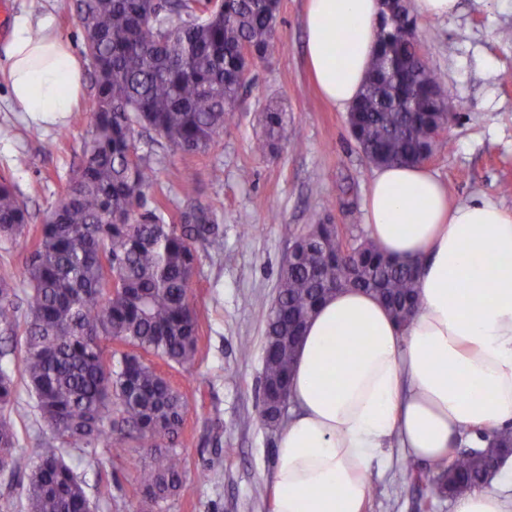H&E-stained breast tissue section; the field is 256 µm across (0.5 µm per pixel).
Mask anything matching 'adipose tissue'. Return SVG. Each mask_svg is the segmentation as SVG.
<instances>
[{"label":"adipose tissue","mask_w":512,"mask_h":512,"mask_svg":"<svg viewBox=\"0 0 512 512\" xmlns=\"http://www.w3.org/2000/svg\"><path fill=\"white\" fill-rule=\"evenodd\" d=\"M381 10V0H306L308 66L339 109L363 89ZM5 55L19 111L51 124L79 104L82 70L51 19H17ZM365 210L386 254L421 262V303L405 329L355 289L317 308L276 440L272 512H364L382 449L444 460L512 423V212L486 196L450 202L440 179L404 165L377 168Z\"/></svg>","instance_id":"1"}]
</instances>
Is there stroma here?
<instances>
[{"instance_id": "35a3bbf8", "label": "stroma", "mask_w": 512, "mask_h": 512, "mask_svg": "<svg viewBox=\"0 0 512 512\" xmlns=\"http://www.w3.org/2000/svg\"><path fill=\"white\" fill-rule=\"evenodd\" d=\"M305 0H281V49L255 62L253 81L218 144L194 157L142 136L139 151L152 155L155 190L176 195L181 175L195 171L198 199L212 205L224 229V250L198 246L191 299L196 308L200 359L192 374L165 369L186 394L187 413L179 452L185 476L166 512H272L271 475L277 431L258 418L257 389L264 329L276 296L278 272L294 239L323 220L347 236H367L365 199L375 168L351 138L347 115L319 95L306 61ZM9 17H50L74 49L82 41L75 0H9ZM418 38L428 68L449 99L458 103L445 144L426 164L449 195L464 202L490 196L512 211V0H458L445 19L419 17ZM0 75V175L11 177L27 204L30 224L40 227L61 200L69 175L81 161L90 132L84 108L64 122L34 128L25 113L9 106ZM286 112L287 137L262 156L252 150L268 107ZM300 140L294 151L291 140ZM25 166H18V158ZM254 225L252 235L240 225ZM253 341L249 355L240 337ZM11 416L19 448L34 457L49 433L34 398L19 389ZM67 461L86 483L96 512H136L141 449L121 457H88L76 448ZM404 462L391 449L373 466L366 512H452V501L429 484L401 487Z\"/></svg>"}]
</instances>
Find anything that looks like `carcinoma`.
<instances>
[{
	"instance_id": "carcinoma-1",
	"label": "carcinoma",
	"mask_w": 512,
	"mask_h": 512,
	"mask_svg": "<svg viewBox=\"0 0 512 512\" xmlns=\"http://www.w3.org/2000/svg\"><path fill=\"white\" fill-rule=\"evenodd\" d=\"M280 0H76L83 53L93 68L91 131L83 159L63 198L41 226L21 277L0 276V332L24 336L19 371L50 433L33 459L18 449L9 409L14 377L0 367V471L26 480L27 512H94L84 483L61 449L92 455L134 446L138 512H164L182 485L176 449L186 400L148 361L153 355L191 373L198 323L190 298L196 244L220 251L224 230L197 201L196 175L179 184V223L167 224L170 199L145 208L153 187L150 155L139 153L144 132L189 155L216 145L234 117L252 64L279 45ZM416 19L404 10L382 18L381 51L349 112L351 137L375 165H421L444 143L448 99L419 61ZM286 113L269 107L253 151L265 155L285 138ZM30 233L29 213L12 182L0 178V240ZM291 261L278 273L262 356L259 416L268 427L283 418L271 400L290 393V371L307 323L339 288L374 295L407 327L418 305L416 263L386 256L368 238L343 239L335 224H312L299 235ZM123 348L120 357L108 351ZM121 425H112V412ZM512 455V427L494 432L481 457L461 450L448 461L406 459L398 481L426 479L442 497L489 484Z\"/></svg>"
}]
</instances>
